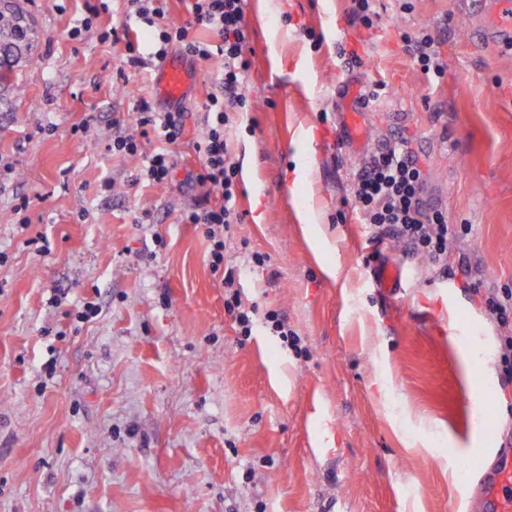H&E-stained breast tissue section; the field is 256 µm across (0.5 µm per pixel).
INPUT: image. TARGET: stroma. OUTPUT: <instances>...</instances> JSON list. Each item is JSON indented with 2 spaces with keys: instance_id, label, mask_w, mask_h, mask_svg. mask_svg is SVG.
<instances>
[{
  "instance_id": "1",
  "label": "stroma",
  "mask_w": 512,
  "mask_h": 512,
  "mask_svg": "<svg viewBox=\"0 0 512 512\" xmlns=\"http://www.w3.org/2000/svg\"><path fill=\"white\" fill-rule=\"evenodd\" d=\"M17 3L38 47L0 97V512H467L461 461L512 446L485 304L512 289V50L477 37V0L406 14L375 0L371 29L349 0H247L248 103L230 125L243 220L224 255L243 302L285 318L295 349L262 322L240 338L202 228L181 221L215 202L189 175L223 58L173 44L158 60L135 27L134 68L124 42L99 39L128 0L77 38L83 0ZM420 26L441 40V83L403 49ZM167 60L194 79L157 188L137 174L162 140L136 156L110 145L135 131L140 99L170 110ZM351 75L369 151L411 138L427 204L460 225L447 261L363 224L348 193L362 161L339 126ZM387 263L403 270L395 296L371 278ZM87 301L96 316L75 321Z\"/></svg>"
}]
</instances>
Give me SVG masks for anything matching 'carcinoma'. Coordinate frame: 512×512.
Segmentation results:
<instances>
[{
	"label": "carcinoma",
	"instance_id": "carcinoma-1",
	"mask_svg": "<svg viewBox=\"0 0 512 512\" xmlns=\"http://www.w3.org/2000/svg\"><path fill=\"white\" fill-rule=\"evenodd\" d=\"M33 48V28L11 0L0 3V87H15V68Z\"/></svg>",
	"mask_w": 512,
	"mask_h": 512
}]
</instances>
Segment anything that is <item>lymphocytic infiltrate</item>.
Segmentation results:
<instances>
[{"instance_id":"obj_1","label":"lymphocytic infiltrate","mask_w":512,"mask_h":512,"mask_svg":"<svg viewBox=\"0 0 512 512\" xmlns=\"http://www.w3.org/2000/svg\"><path fill=\"white\" fill-rule=\"evenodd\" d=\"M131 15L152 29L159 48L157 57H164L170 44H183L194 57L208 60L219 56L224 69L217 79L219 90L210 94L203 106L206 133L194 145L201 166L197 182L213 192L218 202L212 207L198 208L185 213L183 223L203 228L210 241V264L213 270H224V310L232 317L241 336L252 334L255 322L234 291V270L224 267V233L231 225L241 223L236 207L239 167L234 161L226 132L232 113L246 106L243 77L251 66L250 33L245 19L246 0H193L192 13L197 24L212 29L216 40L202 41L193 37L187 26L164 21L166 0H129ZM404 49L416 59L429 82L437 83L445 75L440 41L428 29L419 28L404 36ZM186 115L182 112L154 111L148 100L136 105L138 134L118 133L112 140V152L136 155L142 138L157 133L166 143L165 149L147 156L138 173L150 184L166 185L174 165L168 150L184 131ZM425 177L408 137L402 136L381 147L355 175L351 193L364 223L379 234L398 239L410 253L435 262L448 258V249L456 236L442 210L427 205L424 196Z\"/></svg>"}]
</instances>
